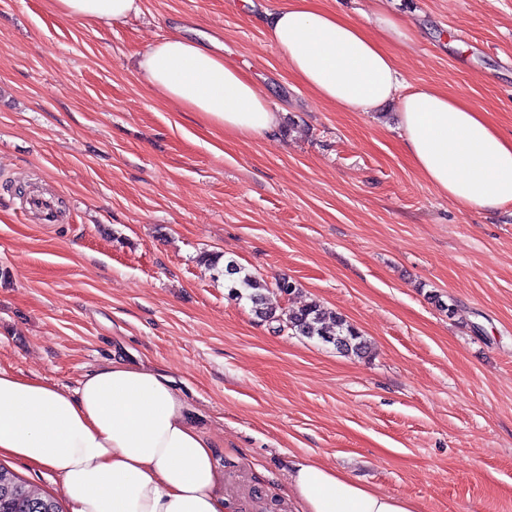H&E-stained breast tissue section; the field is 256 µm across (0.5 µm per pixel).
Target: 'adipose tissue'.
Listing matches in <instances>:
<instances>
[{
	"label": "adipose tissue",
	"instance_id": "obj_1",
	"mask_svg": "<svg viewBox=\"0 0 512 512\" xmlns=\"http://www.w3.org/2000/svg\"><path fill=\"white\" fill-rule=\"evenodd\" d=\"M62 19L124 23L141 0H49ZM298 82L344 112L398 106L412 163L451 201L512 204V138L463 98L432 85L405 86L385 45L408 39L399 19L375 13L364 29L318 0L270 10L242 0ZM145 84L178 109L241 137L270 138L279 109L240 65L204 43L170 35L138 58ZM0 457L59 477L70 512H227L212 440L166 373L121 359L64 390L0 368ZM292 512H417L408 498L376 491L308 458L292 460Z\"/></svg>",
	"mask_w": 512,
	"mask_h": 512
}]
</instances>
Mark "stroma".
Wrapping results in <instances>:
<instances>
[{
	"label": "stroma",
	"instance_id": "obj_1",
	"mask_svg": "<svg viewBox=\"0 0 512 512\" xmlns=\"http://www.w3.org/2000/svg\"><path fill=\"white\" fill-rule=\"evenodd\" d=\"M388 44L403 78L512 137V0H320ZM179 32L217 38L278 135L225 133L136 71ZM317 300L368 357L275 332L201 253ZM126 358L174 378L237 512H290L291 456L418 512H512V206L448 200L406 156L396 108L343 112L295 80L240 0H142L125 23L0 0V366L74 388Z\"/></svg>",
	"mask_w": 512,
	"mask_h": 512
}]
</instances>
